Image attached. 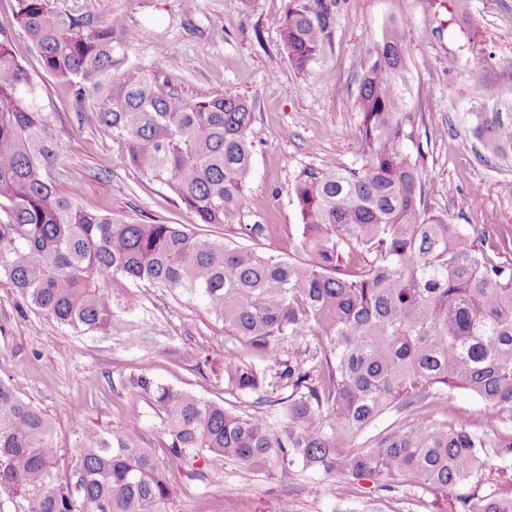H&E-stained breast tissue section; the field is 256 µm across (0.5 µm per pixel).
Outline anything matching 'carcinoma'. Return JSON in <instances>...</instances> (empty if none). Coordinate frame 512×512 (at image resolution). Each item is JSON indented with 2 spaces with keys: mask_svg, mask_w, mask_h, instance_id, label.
Instances as JSON below:
<instances>
[{
  "mask_svg": "<svg viewBox=\"0 0 512 512\" xmlns=\"http://www.w3.org/2000/svg\"><path fill=\"white\" fill-rule=\"evenodd\" d=\"M331 7L292 0L281 19V46L296 71L319 54ZM13 15L43 69L76 100L98 102V135L123 141L130 162L165 183L197 223H224L252 175L246 100L226 92L189 98L152 67L131 63L120 17L99 25L51 0H14ZM404 38L405 26L391 24L364 64L360 159L325 163L291 185L302 226V259L292 260L210 239L193 224H143L84 208L75 180L57 186L51 113L0 28V280L82 334L127 329L137 298H113L117 276L199 302L270 361L260 371L228 349L224 382L282 405L287 419L234 412L141 370L121 384L160 413L165 457L144 448L138 432L83 426L76 411L62 468L50 417L0 379V486L21 512H166V472L204 453L251 466L299 463L349 480L400 476L446 492L475 480L486 449L512 451V441L427 414L368 447L351 446L380 415L418 406L435 389L462 388L491 411H512V265L488 260L478 230L423 207L406 145ZM474 118L484 149L512 160V114ZM449 512H512V487L459 498Z\"/></svg>",
  "mask_w": 512,
  "mask_h": 512,
  "instance_id": "cac0c4a2",
  "label": "carcinoma"
}]
</instances>
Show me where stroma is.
Masks as SVG:
<instances>
[{"mask_svg": "<svg viewBox=\"0 0 512 512\" xmlns=\"http://www.w3.org/2000/svg\"><path fill=\"white\" fill-rule=\"evenodd\" d=\"M288 3L200 0L188 14L182 0H66L72 12L96 23L122 17L133 34L130 61L159 70L183 95L225 91L251 103L253 176L245 198L223 224L201 231L225 242L235 240L238 225H265L250 245L269 256L301 254L294 178L327 161L348 166L360 158L362 67L385 28L404 23L410 150L419 159L424 205L451 223L487 231V256L512 263V162L486 154L471 132L473 113L512 104V0H471L466 24L453 0H335L320 53L303 72L292 68L281 48L279 21ZM0 27L12 30L18 60L52 107L64 155L60 179L78 181L82 205L144 223H193L164 183L130 165L121 141L95 132L93 103L77 102L67 85L43 71L30 41L15 28L12 0H0ZM171 58L177 62L172 69ZM130 292L139 305L128 332L78 335L0 285V379L51 417L63 459L71 457L77 408L86 426L136 429L144 447L164 457L159 415L147 398L130 396L118 383L141 368L182 392L227 407H255V395L231 391L224 382V352L245 351V339L228 335L223 323L175 291L113 281V296ZM191 350L209 356V368L198 369L187 356ZM424 411L512 437V412L485 410L464 389L437 393ZM170 479L168 512H448L456 497L475 488L512 485V453L489 449L478 485L445 492L413 488L402 477L371 474L352 482L297 465L248 467L210 458L173 470Z\"/></svg>", "mask_w": 512, "mask_h": 512, "instance_id": "stroma-1", "label": "stroma"}]
</instances>
